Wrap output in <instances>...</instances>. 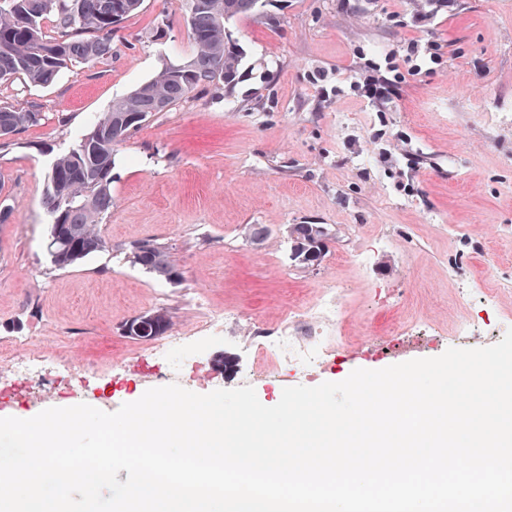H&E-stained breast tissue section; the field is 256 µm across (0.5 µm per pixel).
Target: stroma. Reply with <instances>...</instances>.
Instances as JSON below:
<instances>
[{
    "mask_svg": "<svg viewBox=\"0 0 512 512\" xmlns=\"http://www.w3.org/2000/svg\"><path fill=\"white\" fill-rule=\"evenodd\" d=\"M185 9V0H142L104 57L48 86L0 83V101L42 114L23 148L0 154V194L14 206L0 224V349L32 337L77 366L48 376L41 398H0V415L80 397L113 412L173 383L199 394L249 385L273 406L286 387L500 341L501 324L472 336L452 325L459 289L476 308L512 276V0H454L436 13L428 0H354L348 10L339 0H266L226 25L242 53L232 86L154 114L119 146L114 205L98 226L106 249L52 266L43 205L52 163L114 101L190 55ZM410 39L438 41L444 59L409 78L392 111L348 90L320 95ZM257 224L266 237L253 238ZM294 224L328 228L317 265L294 261ZM144 238L168 246L179 282L127 261ZM329 279L346 287L338 357L310 374L248 343L250 321L275 327L287 301L313 298ZM202 296L237 318L201 331ZM156 314L163 335H129L134 319ZM408 314L419 326L406 332L397 322ZM166 336L183 337L189 369L161 378L144 364Z\"/></svg>",
    "mask_w": 512,
    "mask_h": 512,
    "instance_id": "obj_1",
    "label": "stroma"
}]
</instances>
